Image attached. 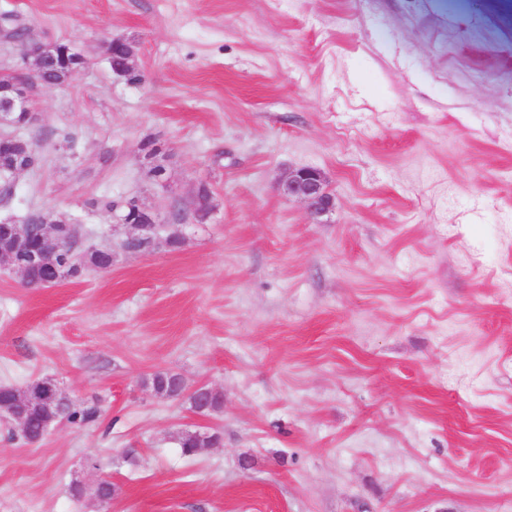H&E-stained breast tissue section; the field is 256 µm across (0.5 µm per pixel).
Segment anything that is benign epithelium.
I'll list each match as a JSON object with an SVG mask.
<instances>
[{
  "mask_svg": "<svg viewBox=\"0 0 512 512\" xmlns=\"http://www.w3.org/2000/svg\"><path fill=\"white\" fill-rule=\"evenodd\" d=\"M21 46L24 47L21 59L32 65L33 79L18 73L12 77H0V126L17 131L39 122V113L32 106L34 85H58L74 77L85 65L83 57L69 45L63 49L57 43L46 47L40 41L28 39ZM0 153L9 158L8 164L0 166V198L8 200L14 192L16 176L31 168V158L25 144L15 141L12 134L0 136ZM279 188L284 195L306 204L315 216H323L332 210L333 198L328 192L325 176L318 168L305 166L288 171ZM34 222L40 228L36 241L29 234V225L0 220V232L14 243L13 251L1 256L0 263L13 266V270L26 280L30 279L33 271H43L41 284L47 288L78 275L80 266L68 268L59 265L50 253V248L55 244L54 221L39 217ZM120 222L132 228L131 234L123 242V247L128 251L150 253L160 244L176 251L182 244V238L176 232H170L164 238L158 237V214L145 206H139L130 214H122ZM208 392L209 389L204 385L192 391L193 411L201 417L212 411V405L205 398ZM64 401L66 397L53 382L26 385L21 389V406L14 418L21 424L27 412L48 409Z\"/></svg>",
  "mask_w": 512,
  "mask_h": 512,
  "instance_id": "1",
  "label": "benign epithelium"
}]
</instances>
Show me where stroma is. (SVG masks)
<instances>
[{
  "label": "stroma",
  "mask_w": 512,
  "mask_h": 512,
  "mask_svg": "<svg viewBox=\"0 0 512 512\" xmlns=\"http://www.w3.org/2000/svg\"><path fill=\"white\" fill-rule=\"evenodd\" d=\"M86 64L36 89L44 210L112 250L52 288L0 266V385L99 419L26 444L0 417V512H512V0H0ZM132 43L143 79L113 74ZM165 168L154 181L141 146ZM322 170L314 223L280 179ZM207 220L191 218L200 185ZM136 198L178 251L122 250ZM220 391L202 419L146 378ZM219 444L184 455L186 430Z\"/></svg>",
  "instance_id": "1"
}]
</instances>
